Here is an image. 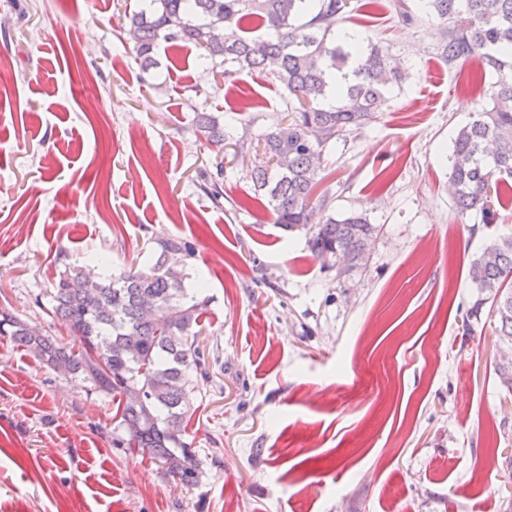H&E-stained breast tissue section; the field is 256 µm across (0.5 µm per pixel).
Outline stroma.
<instances>
[{"label": "stroma", "instance_id": "35a3bbf8", "mask_svg": "<svg viewBox=\"0 0 512 512\" xmlns=\"http://www.w3.org/2000/svg\"><path fill=\"white\" fill-rule=\"evenodd\" d=\"M139 0H0V309L60 342L64 262L113 272L161 239L193 244L188 287L210 299L188 440L197 485L112 443V398L0 337V512H512V395L497 322L472 259L512 231L459 214L455 131L485 101L483 68H448L441 26L384 0L345 25L404 61L380 119L325 152L336 214L379 234L360 271L321 267L253 198L254 150L217 153L196 113L254 137L284 115L281 89L226 81L194 46L161 45L142 71L124 32ZM224 159V204L199 176Z\"/></svg>", "mask_w": 512, "mask_h": 512}]
</instances>
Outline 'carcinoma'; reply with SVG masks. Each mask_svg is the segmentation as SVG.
Returning a JSON list of instances; mask_svg holds the SVG:
<instances>
[{
  "mask_svg": "<svg viewBox=\"0 0 512 512\" xmlns=\"http://www.w3.org/2000/svg\"><path fill=\"white\" fill-rule=\"evenodd\" d=\"M351 0H144L129 18L143 67L162 43L193 45L205 63L223 65L228 79L241 71L270 78L283 90L289 119L258 135L262 157L250 171L258 199L285 232L304 233L322 266L350 274L367 264L377 226L363 213L343 219L326 215L329 189L318 190L326 149L345 133L377 121L391 93L408 80L401 61L365 32L343 26ZM406 24L420 17L447 30L439 56L453 67L471 58L489 69L488 98L452 138L449 184L460 213L493 218L491 195L512 178V0H392ZM264 30L254 34L252 24ZM195 127L222 150L252 146L232 140L219 117L199 112ZM203 191L215 206L224 200V165L204 176ZM195 255L177 240L158 243L156 256L118 274L92 275L64 265L52 292L56 316L71 329L73 344L0 310V336L22 345L48 366L79 377L117 401L113 444L160 463L186 486L198 483L200 461L186 442L196 411L193 378L206 374L196 345L208 298L189 288L185 262L169 255ZM468 280L477 299L498 317L500 341L512 349V233L490 241L471 262ZM512 395V358L496 368Z\"/></svg>",
  "mask_w": 512,
  "mask_h": 512,
  "instance_id": "obj_1",
  "label": "carcinoma"
}]
</instances>
